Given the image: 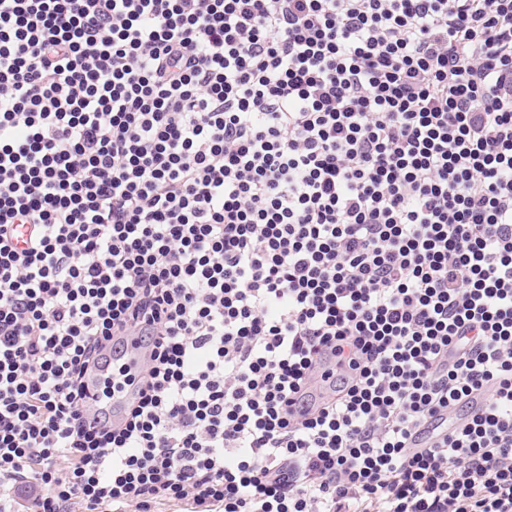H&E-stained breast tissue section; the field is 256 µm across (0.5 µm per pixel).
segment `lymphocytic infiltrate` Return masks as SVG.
Masks as SVG:
<instances>
[{"mask_svg": "<svg viewBox=\"0 0 512 512\" xmlns=\"http://www.w3.org/2000/svg\"><path fill=\"white\" fill-rule=\"evenodd\" d=\"M126 339L138 395L84 423ZM19 488L512 512V0H0ZM118 349V351H117ZM109 357V356H108ZM121 359L126 366L132 371L143 362L144 354L143 350L135 347L133 344L121 346L117 345L114 347L112 356L104 362L99 371L95 376H90L84 380L85 391L87 398L92 404H102L112 408V412L119 414L125 407L126 403L132 402L136 398V392L133 387L122 389L121 392L116 393L114 397L112 395L109 399H106L101 392L103 382L108 378L112 380V358Z\"/></svg>", "mask_w": 512, "mask_h": 512, "instance_id": "f902f5d3", "label": "lymphocytic infiltrate"}]
</instances>
